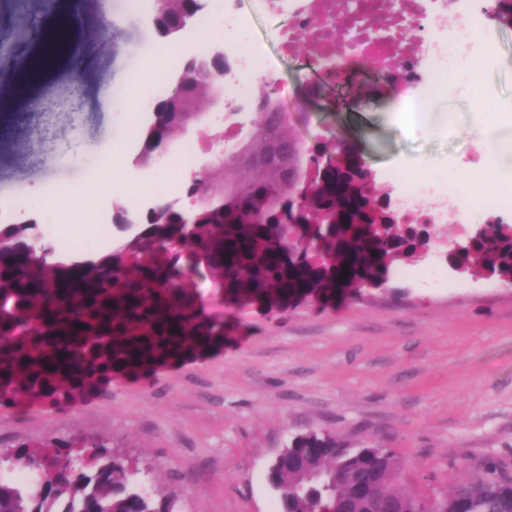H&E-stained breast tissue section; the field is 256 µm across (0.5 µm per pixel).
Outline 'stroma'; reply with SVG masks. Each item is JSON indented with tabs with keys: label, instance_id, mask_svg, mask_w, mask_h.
Returning <instances> with one entry per match:
<instances>
[{
	"label": "stroma",
	"instance_id": "stroma-1",
	"mask_svg": "<svg viewBox=\"0 0 512 512\" xmlns=\"http://www.w3.org/2000/svg\"><path fill=\"white\" fill-rule=\"evenodd\" d=\"M0 16L8 19L0 45L29 62L13 78L0 77V221L22 220L14 203L36 188L84 195L116 142L125 145L126 191L140 189L125 101L143 73L138 48L160 43L152 25L135 19L128 0H0ZM35 23L49 32L67 25L70 41L93 43L97 67L78 72L76 57L63 53L31 75L41 50L29 36ZM303 63L298 56L279 67L288 124L307 149L348 143L378 187L397 192L444 180L473 201L465 227H440L426 258L395 268L381 287L325 306L230 305L197 267L186 283L197 307L223 321V347L147 378L116 377L107 395L73 404L0 401L1 450L94 436L149 468L142 491L171 497L175 512H277L268 466L311 430L392 451L405 485L424 495L482 470L512 476V283L459 276L445 261L447 249L489 218L482 203L500 191L499 181L481 175L485 128L474 109L512 113V71L492 73L480 95L470 75L457 74L447 129L427 133L396 121L385 88L363 72L338 111H300ZM75 81L76 106L69 100ZM198 109L203 117L184 138L204 162L224 119L208 98ZM432 269L441 286L421 280Z\"/></svg>",
	"mask_w": 512,
	"mask_h": 512
}]
</instances>
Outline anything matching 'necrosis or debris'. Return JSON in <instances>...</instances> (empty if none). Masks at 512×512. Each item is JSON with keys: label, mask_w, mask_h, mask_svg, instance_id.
Wrapping results in <instances>:
<instances>
[{"label": "necrosis or debris", "mask_w": 512, "mask_h": 512, "mask_svg": "<svg viewBox=\"0 0 512 512\" xmlns=\"http://www.w3.org/2000/svg\"><path fill=\"white\" fill-rule=\"evenodd\" d=\"M257 13L286 16L280 49L291 56L298 45L310 49V65L342 61L345 68L370 63L400 91L399 112L427 110L450 75L464 72L482 79L483 66L505 65L499 37L486 22L489 0H224L221 15L204 13L197 29L222 21L235 35L227 49L234 72L224 79V109L242 111L267 86L274 101L285 100L288 86L276 61L249 37ZM406 224H444L459 210L449 188L427 180L404 189L396 199Z\"/></svg>", "instance_id": "1"}]
</instances>
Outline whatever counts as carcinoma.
Returning <instances> with one entry per match:
<instances>
[{"label": "carcinoma", "instance_id": "1", "mask_svg": "<svg viewBox=\"0 0 512 512\" xmlns=\"http://www.w3.org/2000/svg\"><path fill=\"white\" fill-rule=\"evenodd\" d=\"M204 0H164L151 15L158 36L187 38ZM60 29L43 42L42 60L63 51ZM206 60L185 58L169 73L170 89L152 105L154 125L136 130L135 164L149 168L155 154L177 141L208 86L199 82ZM191 86L193 95L173 94ZM254 133L236 153L198 177L183 180V195L219 192L224 206L205 208L186 227L172 214L143 218L144 237L130 252L119 249L89 264L54 263L55 251L39 244L37 224H0V396L71 401L101 393L117 375H147L162 367L206 356L224 343V324L201 314L182 286L186 273L205 265L224 301L249 305L263 299L279 307L290 298L329 303L347 294L336 289L386 282L393 268L414 258L412 225L401 224L389 193L368 194L356 175L339 166L309 173L299 224H315L306 236L275 239L264 225L286 224L294 200L274 169L243 170L237 160L263 154L274 136L292 144L290 159L308 169L314 153L304 149L264 92ZM377 226L369 234L363 227ZM498 225L458 251L456 262L472 273L512 276V237ZM300 256L288 269L282 252ZM40 463L34 481H0V512H172L138 489L146 470L111 455L93 437L31 451L18 447L15 466ZM268 480L278 492L279 512H512V477L487 471L428 497L400 484L396 457L385 448H353L329 433L293 438L272 460Z\"/></svg>", "mask_w": 512, "mask_h": 512}]
</instances>
